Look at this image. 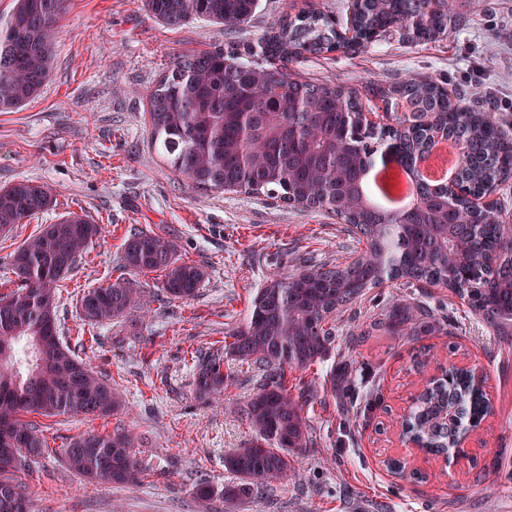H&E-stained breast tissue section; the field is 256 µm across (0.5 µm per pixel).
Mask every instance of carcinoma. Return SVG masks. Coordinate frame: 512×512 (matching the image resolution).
Here are the masks:
<instances>
[{"instance_id": "carcinoma-1", "label": "carcinoma", "mask_w": 512, "mask_h": 512, "mask_svg": "<svg viewBox=\"0 0 512 512\" xmlns=\"http://www.w3.org/2000/svg\"><path fill=\"white\" fill-rule=\"evenodd\" d=\"M66 0H15L0 18V112L38 96L51 77L54 30ZM151 15L169 26L197 17L232 33L248 24L258 0H145ZM346 37L336 21L308 10L279 20L257 48L202 50L176 59L148 97L151 136L167 166L205 190L264 194L330 212L346 224L363 252L342 265H309L270 280L260 289L244 324L224 344L197 356L199 397L220 396L237 378L230 364L252 369L254 393L241 409L253 431L224 456L239 479L215 487L201 482L195 494L226 504L263 493L270 483L296 475L299 454L314 445L304 414L305 394H293L286 372L325 357L336 340V315L384 278L409 287L443 282L467 299L498 335L512 334V232L502 206L471 209L463 200L443 206L440 189L424 186L411 207L378 212L364 201L358 171L378 147L403 160L423 152L431 135L448 130L461 145V177L473 188L512 179V139L497 113L467 94L448 98L438 83L415 77L364 90L302 78L291 69L309 55L345 44L359 47L395 30L419 42L450 33L453 0H356ZM380 97L397 112V124L364 129L360 114ZM408 102L400 113L398 106ZM44 184L21 179L0 189V235L52 207ZM102 234V225L70 212L42 224L11 254L15 288L0 292V512H31L15 472L46 452L42 431L25 419L70 413L106 417L119 407L112 382L88 368L63 343L56 324L59 282ZM131 273L160 271V301L195 295L205 272L176 255L162 234L134 231L123 252ZM138 303L137 291L118 279L85 291L80 316L108 323ZM448 317L414 302H397L382 319L362 323L356 340L375 331L392 336L442 329ZM490 411L470 371L453 367L428 383L402 422V435L437 456L454 445V417L479 426ZM135 438L117 428L71 440L65 460L95 481L134 482L140 472Z\"/></svg>"}]
</instances>
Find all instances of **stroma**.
Returning a JSON list of instances; mask_svg holds the SVG:
<instances>
[{"mask_svg": "<svg viewBox=\"0 0 512 512\" xmlns=\"http://www.w3.org/2000/svg\"><path fill=\"white\" fill-rule=\"evenodd\" d=\"M350 0H259L252 21L228 35L199 19L170 27L156 21L144 0H68L58 22L51 78L34 100L0 112V187L20 179L48 185L53 205L0 236V286L13 274L14 249L39 225L85 212L102 225L79 266L61 281L57 325L76 355L116 383L122 407L94 419L70 414L30 419L43 432L45 456L15 479L32 512H512V335H497L467 302L434 284L407 287L386 279L336 319V342L323 361L287 372L304 390L316 447L302 452L298 476L273 483L263 495L236 504L194 494L202 480L235 482L224 455L251 431L236 412L252 393L247 367L223 397L196 393L192 354L214 347L248 316L258 288L302 263H341L351 242L336 216L290 206L265 195L202 190L159 157L152 142L148 95L182 55L256 43L281 18L315 9L333 16ZM463 27L427 42L382 38L350 51L313 55L296 65L311 80L345 88L426 77L494 104L512 123V0H454ZM165 234L180 259L202 266L194 297L158 302L161 273L130 275L141 307L91 327L80 319L87 289L122 274L131 230ZM405 299L448 314L449 330L416 336L377 333L350 344L365 313ZM356 368L357 406L343 411L330 390V373L346 358ZM476 366L492 411L468 440L457 464L405 446L400 422L425 380L448 365ZM123 428L144 470L136 484L90 481L63 456L85 433ZM408 474H395L391 461Z\"/></svg>", "mask_w": 512, "mask_h": 512, "instance_id": "35a3bbf8", "label": "stroma"}]
</instances>
